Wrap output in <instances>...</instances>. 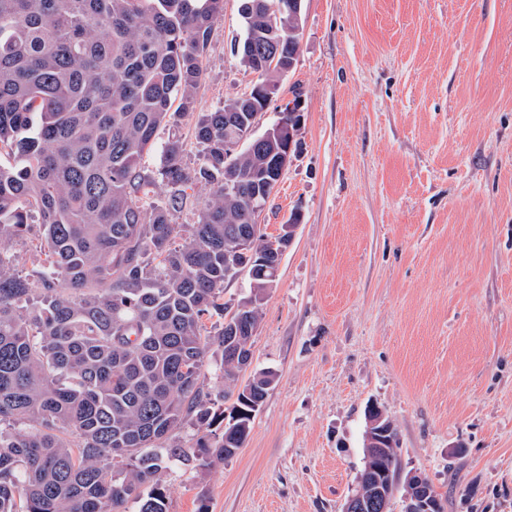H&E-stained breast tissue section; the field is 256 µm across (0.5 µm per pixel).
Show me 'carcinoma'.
Listing matches in <instances>:
<instances>
[{
	"label": "carcinoma",
	"instance_id": "1",
	"mask_svg": "<svg viewBox=\"0 0 512 512\" xmlns=\"http://www.w3.org/2000/svg\"><path fill=\"white\" fill-rule=\"evenodd\" d=\"M240 2L231 48L256 80L199 116L191 171L181 138L156 134L194 113L224 0H0V512H168L170 463L207 469L251 432L275 374L238 385L236 353L282 258L252 213L298 141L231 145L292 68L300 24L297 0ZM302 121L295 98L279 123ZM189 205L196 221L175 223ZM29 233L33 279L10 249ZM243 259L251 292L229 313ZM186 424L205 431L194 448L174 440Z\"/></svg>",
	"mask_w": 512,
	"mask_h": 512
}]
</instances>
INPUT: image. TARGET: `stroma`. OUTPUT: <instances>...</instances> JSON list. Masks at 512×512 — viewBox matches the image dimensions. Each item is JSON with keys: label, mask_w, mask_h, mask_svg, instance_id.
Segmentation results:
<instances>
[{"label": "stroma", "mask_w": 512, "mask_h": 512, "mask_svg": "<svg viewBox=\"0 0 512 512\" xmlns=\"http://www.w3.org/2000/svg\"><path fill=\"white\" fill-rule=\"evenodd\" d=\"M224 0L194 114L159 131L199 167L198 113L248 93ZM300 99L301 147L260 213L301 218L250 373L276 381L244 448L166 475L168 512H343L366 409L444 512H512V0H303L257 132Z\"/></svg>", "instance_id": "35a3bbf8"}]
</instances>
